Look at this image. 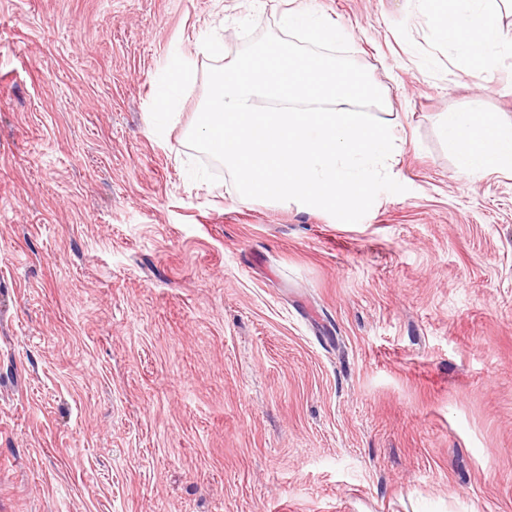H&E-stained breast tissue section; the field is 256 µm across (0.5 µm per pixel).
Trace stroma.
I'll list each match as a JSON object with an SVG mask.
<instances>
[{"instance_id":"1","label":"stroma","mask_w":512,"mask_h":512,"mask_svg":"<svg viewBox=\"0 0 512 512\" xmlns=\"http://www.w3.org/2000/svg\"><path fill=\"white\" fill-rule=\"evenodd\" d=\"M343 22L392 128L356 223L189 148L207 71ZM422 0H0V512H512V122ZM190 62L167 114L157 89ZM443 129L464 168L484 174L512 170V123L498 113L448 112Z\"/></svg>"}]
</instances>
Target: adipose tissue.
I'll use <instances>...</instances> for the list:
<instances>
[{
  "instance_id": "1",
  "label": "adipose tissue",
  "mask_w": 512,
  "mask_h": 512,
  "mask_svg": "<svg viewBox=\"0 0 512 512\" xmlns=\"http://www.w3.org/2000/svg\"><path fill=\"white\" fill-rule=\"evenodd\" d=\"M444 15L440 39L476 73L487 69V51L512 46V29L501 15H512V0H429ZM444 133L456 146L461 165L485 174L512 170V123L495 112H451L443 117Z\"/></svg>"
}]
</instances>
